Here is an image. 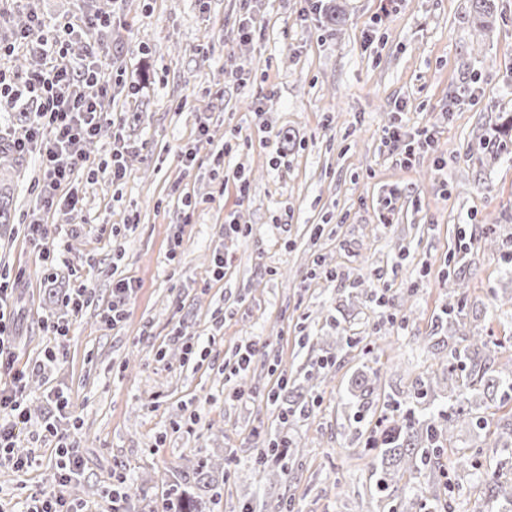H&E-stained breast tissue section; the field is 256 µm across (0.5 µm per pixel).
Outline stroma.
Segmentation results:
<instances>
[{
	"mask_svg": "<svg viewBox=\"0 0 512 512\" xmlns=\"http://www.w3.org/2000/svg\"><path fill=\"white\" fill-rule=\"evenodd\" d=\"M101 2L111 91L74 175L79 202L47 215L57 247L47 258L23 231L43 184L38 152L24 153L15 222L0 236L17 365L29 371L31 423L17 445L34 458L25 470L0 459V512L60 494L112 512L116 471L129 479L127 512H162L163 479L201 451L224 461L222 512L277 497L295 512H366L377 496L369 432L404 416L415 377L442 372L449 277L468 284L469 327L512 346V258L482 239L491 224L512 236V0H495L489 30L470 0H335L333 26L310 0ZM249 8L263 31L243 39ZM141 72L146 85L128 98ZM397 124L431 130L434 148L401 165L385 142ZM118 137L130 146L125 178L89 177ZM229 221L245 235L225 233ZM123 277L140 289L113 324ZM58 322L66 340L52 334ZM338 335L350 346L337 348ZM251 339L258 354L230 374ZM51 349L56 362L34 372ZM307 368L315 408L288 428L304 458L285 484L254 458L277 432L274 406L289 401L270 405L269 392ZM372 371L375 393L353 397L354 376ZM56 387L72 417L42 438ZM62 440L83 460L80 489L55 480Z\"/></svg>",
	"mask_w": 512,
	"mask_h": 512,
	"instance_id": "obj_1",
	"label": "stroma"
}]
</instances>
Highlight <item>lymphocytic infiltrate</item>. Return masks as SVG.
Wrapping results in <instances>:
<instances>
[{"label":"lymphocytic infiltrate","mask_w":512,"mask_h":512,"mask_svg":"<svg viewBox=\"0 0 512 512\" xmlns=\"http://www.w3.org/2000/svg\"><path fill=\"white\" fill-rule=\"evenodd\" d=\"M45 27L43 19L30 15L12 42L0 43V57L12 55L16 47L22 46L52 61L48 70L32 74L22 82L12 72L0 68V102L25 97L36 105L31 128L25 138L17 140V149L27 150L41 130L50 133L45 149V178L38 196L40 215L24 226L27 237L38 241L48 238L44 214L60 205L76 204L75 197L66 195L65 189L84 161L81 144L98 131L100 99L108 94L105 74L94 51H87L81 62H67L72 24L56 29L51 36L45 34ZM88 86L97 88V95H85ZM10 299L7 289L0 287V373L8 377L7 383L0 386V458L10 459L15 468L22 470L30 467L33 459L15 455L14 449L30 415L23 397L25 374L15 366L16 338L10 330L14 317Z\"/></svg>","instance_id":"f902f5d3"}]
</instances>
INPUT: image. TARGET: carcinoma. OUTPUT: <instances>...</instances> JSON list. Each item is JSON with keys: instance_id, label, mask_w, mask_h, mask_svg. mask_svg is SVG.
<instances>
[{"instance_id": "carcinoma-1", "label": "carcinoma", "mask_w": 512, "mask_h": 512, "mask_svg": "<svg viewBox=\"0 0 512 512\" xmlns=\"http://www.w3.org/2000/svg\"><path fill=\"white\" fill-rule=\"evenodd\" d=\"M471 6L481 22L493 17L494 0H471ZM21 172L12 144L0 143V226L12 221V182ZM496 352L497 345L478 331L460 337L458 343L448 347L447 365L436 381L446 392L448 409L401 421L386 418L388 426L384 427L381 448L373 463L379 491L389 492L401 506L411 505L419 495L422 477L435 486L429 508L433 512H447L448 503L440 496L449 489V483L441 482L447 476L442 459L449 454L452 472L470 476L479 500L498 506V512H512V479L505 480L495 470L483 466L480 451L457 435L464 428L487 424L488 417L472 412L474 394L484 395L491 409L498 407V397L512 392V372L504 375L494 369ZM302 456L303 449L295 447L288 436L277 434L255 456V467L267 472L272 458L278 463L272 476L288 482L296 478L295 465ZM219 470L221 463L210 455L186 460L166 480L163 512H219L223 484Z\"/></svg>"}]
</instances>
